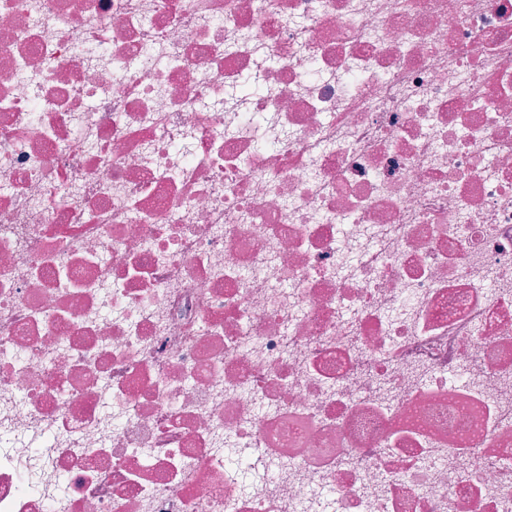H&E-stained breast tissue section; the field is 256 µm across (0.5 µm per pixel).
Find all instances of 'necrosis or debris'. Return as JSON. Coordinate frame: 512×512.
Instances as JSON below:
<instances>
[{
  "label": "necrosis or debris",
  "instance_id": "necrosis-or-debris-1",
  "mask_svg": "<svg viewBox=\"0 0 512 512\" xmlns=\"http://www.w3.org/2000/svg\"><path fill=\"white\" fill-rule=\"evenodd\" d=\"M0 512H512V0H0Z\"/></svg>",
  "mask_w": 512,
  "mask_h": 512
}]
</instances>
